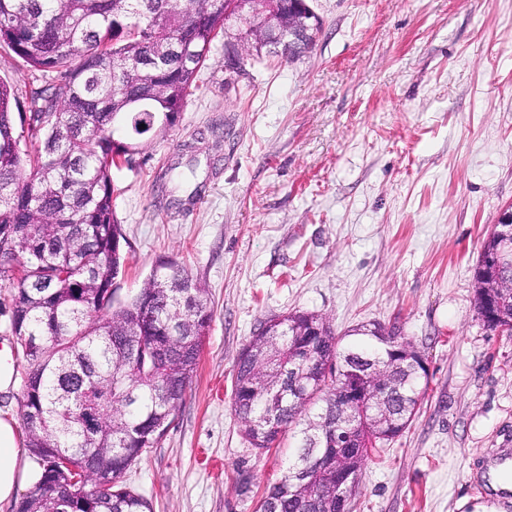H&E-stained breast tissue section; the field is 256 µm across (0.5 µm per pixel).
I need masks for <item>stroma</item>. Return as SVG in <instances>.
Wrapping results in <instances>:
<instances>
[{
	"label": "stroma",
	"mask_w": 512,
	"mask_h": 512,
	"mask_svg": "<svg viewBox=\"0 0 512 512\" xmlns=\"http://www.w3.org/2000/svg\"><path fill=\"white\" fill-rule=\"evenodd\" d=\"M309 4L308 56L228 70L215 42L174 125L112 172L128 257L116 301L170 258L213 311L172 424L123 482L153 512H255L295 439L245 441L236 359L261 323L303 311L340 335L396 325L428 365L351 512H512L472 478L490 449H512V333L474 303L483 244L512 206V0Z\"/></svg>",
	"instance_id": "1"
}]
</instances>
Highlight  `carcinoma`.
Listing matches in <instances>:
<instances>
[{
  "label": "carcinoma",
  "mask_w": 512,
  "mask_h": 512,
  "mask_svg": "<svg viewBox=\"0 0 512 512\" xmlns=\"http://www.w3.org/2000/svg\"><path fill=\"white\" fill-rule=\"evenodd\" d=\"M222 36L224 0H0V46L55 74L17 113L15 88L0 79V280L27 363L22 422L38 464L15 512H153L122 478L171 425L212 311L169 260L115 302L127 239L112 167L161 115L181 111ZM474 288L479 315L512 323V265L478 264ZM268 322L238 356L232 408L251 447L277 448L290 431L297 451L256 512H336V469L359 476L372 450L404 432L421 379L411 364L393 370L376 325L346 342L318 314ZM352 385L372 394L338 430L341 390ZM83 468L112 486L80 485Z\"/></svg>",
  "instance_id": "obj_1"
}]
</instances>
